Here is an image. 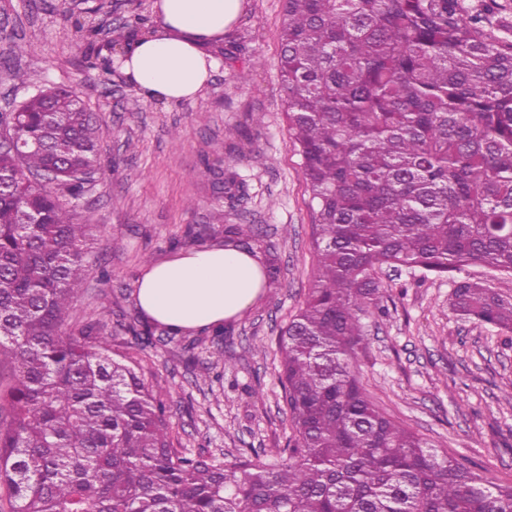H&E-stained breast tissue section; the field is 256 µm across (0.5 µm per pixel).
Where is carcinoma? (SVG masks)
I'll return each mask as SVG.
<instances>
[{"label":"carcinoma","mask_w":512,"mask_h":512,"mask_svg":"<svg viewBox=\"0 0 512 512\" xmlns=\"http://www.w3.org/2000/svg\"><path fill=\"white\" fill-rule=\"evenodd\" d=\"M152 28L131 12L111 41ZM288 133L316 203V267L281 328L293 431L272 462L173 446L168 406L102 327L62 331L91 263L80 199L105 129L82 95L39 89L0 153V493L11 512H512L493 484L382 411L362 387L377 273L446 275L462 319L512 334V41L460 0H285L278 58ZM261 243L253 224L224 244ZM140 344L201 342L130 327ZM455 276L459 278L467 277L472 280H479L491 288H498L504 292L512 291V280H510V278L506 276L494 275L493 273L479 266L468 267L465 271L460 274H456Z\"/></svg>","instance_id":"1"}]
</instances>
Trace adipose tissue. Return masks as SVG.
<instances>
[{
	"mask_svg": "<svg viewBox=\"0 0 512 512\" xmlns=\"http://www.w3.org/2000/svg\"><path fill=\"white\" fill-rule=\"evenodd\" d=\"M154 31L124 54L123 71L148 99L180 102L207 83L219 60L208 52L223 40L243 0H159ZM259 254L216 243L149 264L136 303L149 320L194 331L244 314L264 289Z\"/></svg>",
	"mask_w": 512,
	"mask_h": 512,
	"instance_id": "ef3b65f1",
	"label": "adipose tissue"
}]
</instances>
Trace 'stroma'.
Listing matches in <instances>:
<instances>
[{"label": "stroma", "instance_id": "obj_1", "mask_svg": "<svg viewBox=\"0 0 512 512\" xmlns=\"http://www.w3.org/2000/svg\"><path fill=\"white\" fill-rule=\"evenodd\" d=\"M157 0H0V61L13 41L31 48L20 67L25 84L0 69V100L18 102L53 84L78 88L102 121L101 169L79 200L75 222H88L94 264L76 286L67 325L99 322L115 352L133 357L170 407L175 447L228 462L256 449L274 457L292 435L277 375V339L305 300L316 264L315 214L288 135L278 72L283 0H245L224 36L220 67L190 101L144 99L121 71L85 68L87 45L77 25L100 24L108 40L113 18L155 15ZM247 82H239V73ZM179 141H172V134ZM244 182L228 200L224 171ZM228 224H252L261 255H275L279 284L225 337L224 382L205 381L213 360L201 351L187 362L182 342L135 345L126 327L139 318L134 292L146 263L173 256L187 227L222 241ZM386 318L367 319L360 367L373 401L438 450L497 484L512 483V340L456 316L445 277L391 269L379 273Z\"/></svg>", "mask_w": 512, "mask_h": 512}]
</instances>
